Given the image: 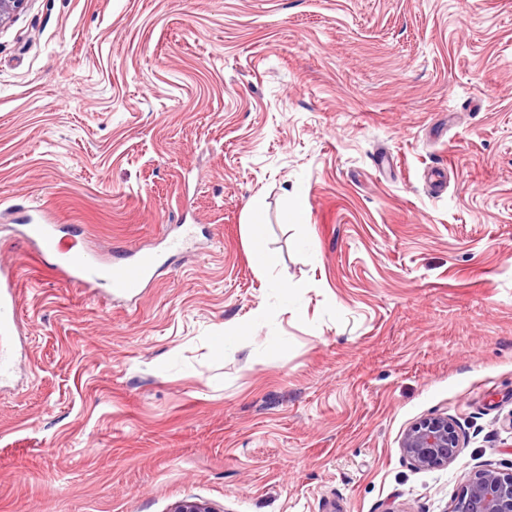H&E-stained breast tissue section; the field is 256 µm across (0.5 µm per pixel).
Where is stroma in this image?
Wrapping results in <instances>:
<instances>
[{
	"instance_id": "35a3bbf8",
	"label": "stroma",
	"mask_w": 512,
	"mask_h": 512,
	"mask_svg": "<svg viewBox=\"0 0 512 512\" xmlns=\"http://www.w3.org/2000/svg\"><path fill=\"white\" fill-rule=\"evenodd\" d=\"M38 209L112 260L196 245L128 309L16 240ZM0 261L27 329L0 512H448L512 469V0H29L0 30ZM437 415L462 447L415 468ZM265 199L261 195L253 196L248 203L249 222L245 224V233L254 249L256 268L264 272L277 265L276 256L260 248V218L264 211ZM400 447L403 455L417 468L448 466L461 448L455 422L434 416L412 424L404 433Z\"/></svg>"
}]
</instances>
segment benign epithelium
Segmentation results:
<instances>
[{"label": "benign epithelium", "instance_id": "obj_1", "mask_svg": "<svg viewBox=\"0 0 512 512\" xmlns=\"http://www.w3.org/2000/svg\"><path fill=\"white\" fill-rule=\"evenodd\" d=\"M28 0H0V28L8 25ZM400 447L417 468L448 465L461 448L455 422L434 416L412 424L404 433ZM170 512H217L211 503L183 499ZM450 512H512V471L484 468L475 471L460 487Z\"/></svg>", "mask_w": 512, "mask_h": 512}]
</instances>
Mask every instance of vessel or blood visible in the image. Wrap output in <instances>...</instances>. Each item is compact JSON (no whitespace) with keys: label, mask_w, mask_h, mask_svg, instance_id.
I'll return each instance as SVG.
<instances>
[{"label":"vessel or blood","mask_w":512,"mask_h":512,"mask_svg":"<svg viewBox=\"0 0 512 512\" xmlns=\"http://www.w3.org/2000/svg\"><path fill=\"white\" fill-rule=\"evenodd\" d=\"M54 224H26L17 229L22 243L56 259L54 270L63 280L78 282L111 300L132 302L157 270L159 254L138 247L117 260H105L92 250H61ZM16 272L0 264V333L12 335L20 329L16 302Z\"/></svg>","instance_id":"1"}]
</instances>
